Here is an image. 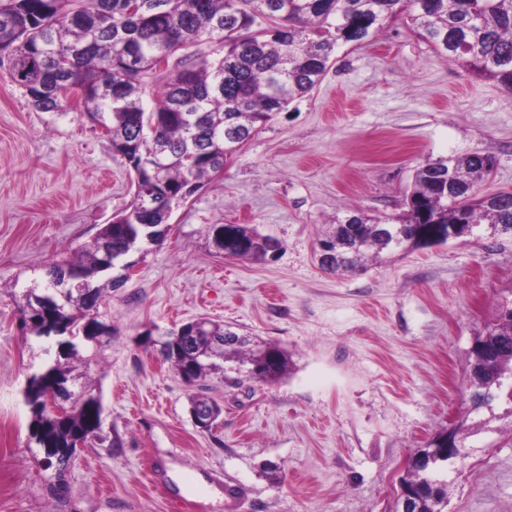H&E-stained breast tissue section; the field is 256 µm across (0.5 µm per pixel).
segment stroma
I'll use <instances>...</instances> for the list:
<instances>
[{
    "instance_id": "obj_1",
    "label": "stroma",
    "mask_w": 512,
    "mask_h": 512,
    "mask_svg": "<svg viewBox=\"0 0 512 512\" xmlns=\"http://www.w3.org/2000/svg\"><path fill=\"white\" fill-rule=\"evenodd\" d=\"M479 153L481 191H512V92L450 63L390 22L341 46L290 102L174 209L161 245L132 253L99 319L109 342H80L78 372L99 389L103 433L47 467L29 438L24 390L55 338L22 327L23 292L92 240L132 196L129 171L85 112L32 108L0 67V512H396L411 455L464 415L472 339L512 294V236L451 240L336 275L318 239L352 212L397 217L425 160ZM247 224L282 248L224 256L209 231ZM207 318L291 360L269 385L229 386L221 363L186 384L154 342ZM222 414L195 426L192 396ZM448 472V512H512V420L479 428ZM67 485L65 500L52 490Z\"/></svg>"
}]
</instances>
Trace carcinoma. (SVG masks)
I'll return each instance as SVG.
<instances>
[{
  "label": "carcinoma",
  "instance_id": "obj_1",
  "mask_svg": "<svg viewBox=\"0 0 512 512\" xmlns=\"http://www.w3.org/2000/svg\"><path fill=\"white\" fill-rule=\"evenodd\" d=\"M0 0V62L40 112H59L71 87L81 88L86 115L103 126L112 150L137 170L129 205L105 224L91 243L44 269L45 288L26 292L25 325L36 336L58 337V355L33 373L25 392L30 437L43 448L47 466L64 467L77 448L103 439L99 395L83 387L71 395L75 339L97 341L112 328L97 318L104 292L120 287L104 275L124 257L164 240L175 207L224 168L227 154L248 141L296 98L309 94L329 69L336 48L363 44L384 25L405 15L417 33L448 61L512 91V0ZM217 41L205 54L198 47ZM166 57L165 66L157 57ZM162 76L163 92L152 106L148 79ZM159 171H154V167ZM489 156L463 155L417 167L396 221L352 213L320 242L343 261L321 268L360 272L384 252L429 245L440 227L457 224V235L486 224L512 236V192L482 195ZM224 229L227 257L261 261L271 237L246 224ZM82 285L54 284L65 274ZM162 360L189 383L218 368L216 360L245 355L250 377L267 384L286 374V352L269 344L252 347L230 328L202 320L198 331L179 327L161 342ZM469 412L512 419V302L474 337L466 369ZM66 394L70 408L58 416L47 397ZM504 404L502 414L494 407ZM191 408L218 418L221 409L197 395ZM471 434L459 420L426 444L442 448L453 439L456 455H467ZM403 481L420 491L417 512H445L447 475L440 463L406 470Z\"/></svg>",
  "mask_w": 512,
  "mask_h": 512
}]
</instances>
